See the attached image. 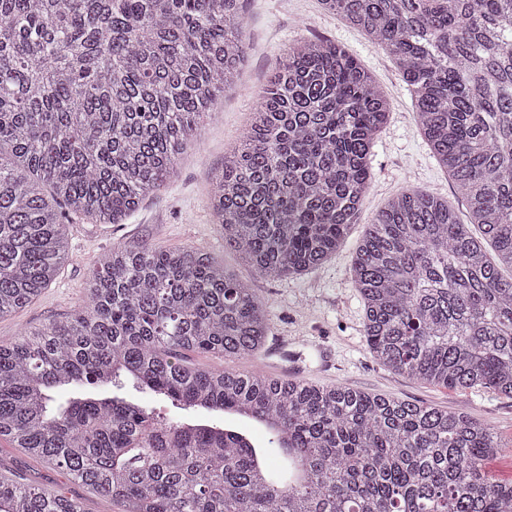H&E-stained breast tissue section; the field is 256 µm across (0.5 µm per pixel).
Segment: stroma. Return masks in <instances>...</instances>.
Masks as SVG:
<instances>
[{"label":"stroma","mask_w":512,"mask_h":512,"mask_svg":"<svg viewBox=\"0 0 512 512\" xmlns=\"http://www.w3.org/2000/svg\"><path fill=\"white\" fill-rule=\"evenodd\" d=\"M248 60L235 91L200 125L199 145L185 154L178 174L122 224L69 220L70 248L55 280L31 304L0 319V339L62 321L82 304L90 268L112 246L148 241L166 248L190 245L214 257L263 297L270 310L266 348L255 357L226 361L237 372L283 374L320 385L343 384L417 404L464 413L493 429L503 451L486 466L488 477L512 481V399L474 387L450 390L394 373L370 354L363 336V306L352 278L357 244L375 213L408 187L453 197L452 183L423 140L412 98L397 67L380 45L318 0H246ZM328 39L356 58L385 93L390 113L370 157L372 182L346 241L323 264L302 275L260 277L225 249L208 203L207 174L220 167L250 120L258 94L298 39ZM0 476L56 489L85 512H113L92 490L42 465L0 439Z\"/></svg>","instance_id":"1"}]
</instances>
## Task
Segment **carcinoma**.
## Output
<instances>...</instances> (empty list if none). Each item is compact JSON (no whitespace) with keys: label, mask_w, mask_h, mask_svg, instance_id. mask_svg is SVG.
<instances>
[{"label":"carcinoma","mask_w":512,"mask_h":512,"mask_svg":"<svg viewBox=\"0 0 512 512\" xmlns=\"http://www.w3.org/2000/svg\"><path fill=\"white\" fill-rule=\"evenodd\" d=\"M320 2L391 55L481 233L416 188L373 217L353 261L367 348L420 382L512 398V0ZM245 27V0H0V318L67 258L61 208L119 224L175 176L235 87ZM388 113L336 43L291 44L209 176L224 246L264 278L324 262ZM268 331L267 303L213 257L114 246L66 320L0 340V438L116 512H512V483L483 472L502 447L463 413L184 357L254 356ZM226 411L266 429L279 467L248 433L192 421ZM0 512L83 510L1 478Z\"/></svg>","instance_id":"obj_1"}]
</instances>
